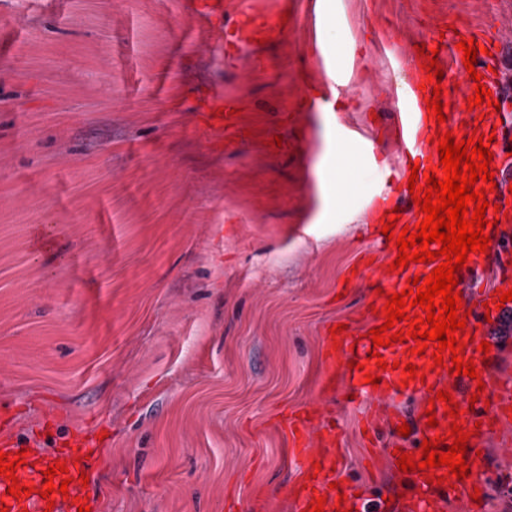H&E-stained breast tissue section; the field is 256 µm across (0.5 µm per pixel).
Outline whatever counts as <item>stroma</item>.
Listing matches in <instances>:
<instances>
[{
  "instance_id": "obj_1",
  "label": "stroma",
  "mask_w": 512,
  "mask_h": 512,
  "mask_svg": "<svg viewBox=\"0 0 512 512\" xmlns=\"http://www.w3.org/2000/svg\"><path fill=\"white\" fill-rule=\"evenodd\" d=\"M310 2L0 0V406L24 438L52 408L48 452L106 433L101 512H295L275 415L315 401L337 475L392 481L370 401L320 387L323 331L374 301L349 273L382 264L366 218L403 175L409 49L495 22L512 84V0H320L328 70L301 49ZM249 10L288 12L284 35L226 48L213 26ZM215 92L251 137L201 126ZM483 458L486 512H512V430Z\"/></svg>"
}]
</instances>
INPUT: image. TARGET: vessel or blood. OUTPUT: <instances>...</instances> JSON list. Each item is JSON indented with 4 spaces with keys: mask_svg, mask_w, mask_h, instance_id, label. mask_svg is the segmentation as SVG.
Masks as SVG:
<instances>
[{
    "mask_svg": "<svg viewBox=\"0 0 512 512\" xmlns=\"http://www.w3.org/2000/svg\"><path fill=\"white\" fill-rule=\"evenodd\" d=\"M280 32V26L273 16L267 14L246 13L230 30H220L219 38L231 46L246 45L250 40L261 37H275ZM458 38L474 40L481 48L476 55L475 70L483 76V83L491 89L495 101L500 102L499 111L490 116H482L480 109H473V116L479 117L478 127L460 126L457 117L463 114L467 97L475 93V83L467 77V71L462 61V51L454 53L439 52L438 60L444 69L441 83L445 89L444 104L449 105L450 117L443 125H436L428 116L425 102L431 91L427 89V75L421 67H414L410 88L407 93L395 102L398 120L392 131V136L398 143L403 154L418 163L421 171H428L440 161V155L432 139L436 128L460 131L463 138H470L473 131L495 133L490 149L493 153V165L496 169L494 181L498 188L495 194L489 195L492 203L505 204L506 195L503 185L505 175L512 171V113L506 112L505 104L511 102L508 98L502 78L499 74L501 67L500 39L489 40L484 36L473 35L472 31L461 30ZM210 109L201 113L200 118L206 130L223 134L230 131L242 134L243 126L238 117L232 116L231 111L237 108L236 100L224 97L222 93H213L209 100ZM222 108V116H214V108ZM487 218L493 219L494 226L489 234L492 239V251H501L504 243L512 241V220L496 218L494 211H487ZM432 267L427 263H413L409 267L389 274L379 271L369 282L370 288H383L387 292L396 293L405 289V281L414 276H427ZM458 290L465 308L470 309L467 319L468 328L473 329L477 339L483 338L490 328V319L498 318V311H485L484 302L494 301L496 290L512 289V268L499 265L498 275L493 285L481 286L476 280L459 272ZM376 311H365L361 317L362 332L346 329L337 335L340 343L339 353H344L346 359H357L365 362V370H350L347 373L350 393L376 399V414L382 422L381 428L372 429L371 434L376 441H387L389 448H402L407 453H420L423 439H432L438 435H447V427L451 422L445 416L444 403L433 405L439 416L437 428L427 426L425 410L429 398L434 391L450 388L454 400L461 411L460 421L465 429L471 430L472 437L467 444L466 458L470 460L469 475L456 487H435L426 483L423 476L415 473L395 472V491L400 494L394 506H387L384 492L364 489L355 490L353 486H345L343 491H335L330 487L336 479L333 468L334 456L331 452L336 445V427L329 422L324 412L317 407L302 413H279L277 425L287 436L290 452L297 464V473L292 480L284 483L280 492L283 497L293 500L298 512H305L313 496L326 497L324 512H336L335 505L338 495H345L346 507L353 512H450L454 503H463L467 512H484V504L472 498L474 490L489 493L490 487L479 471L476 462L477 450L483 449L493 431L501 430L512 423V378L496 375L493 363L500 356L499 350H492L491 362L484 366L481 380H473L467 376L450 377L447 371L433 369L432 359L410 355L405 344L396 343L390 347L381 348L383 360L390 362L389 370L380 372L376 369L375 361L369 360L368 352L373 344L368 335L369 330L380 325L383 321L378 315V308L384 307V299H377ZM414 364L425 370L424 380L402 385V365ZM380 372L381 380L378 387L366 384L364 375L368 372ZM485 383L486 392L483 400L470 403V392L476 391L478 383ZM400 396L414 398L415 407L412 415H405L398 410L395 400ZM408 424V436H400L398 425ZM98 439L90 431H76L56 446L53 454H46L39 441L20 439L16 436L12 418L0 420V450L17 452L27 449V463L18 467L16 476L21 484L34 487V494L20 498H12L7 494L8 481L0 476V501H5L9 512H44L48 508L44 498L37 494V487L44 481L43 471L49 463L59 459L67 462L71 481L68 485V498H57L53 512H77L79 504L89 505L91 512H100L101 498L99 479L101 476V458L97 452ZM88 473V486H81L79 476Z\"/></svg>",
    "mask_w": 512,
    "mask_h": 512,
    "instance_id": "obj_1",
    "label": "vessel or blood"
}]
</instances>
